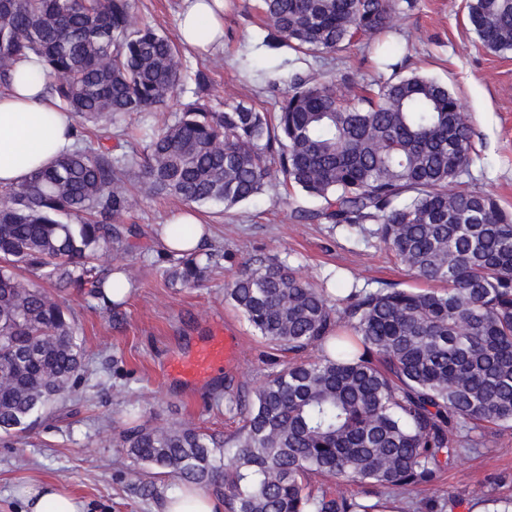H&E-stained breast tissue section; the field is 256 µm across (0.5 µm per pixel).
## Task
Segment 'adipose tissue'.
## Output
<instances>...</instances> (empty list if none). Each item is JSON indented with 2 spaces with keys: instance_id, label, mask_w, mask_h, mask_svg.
<instances>
[{
  "instance_id": "1",
  "label": "adipose tissue",
  "mask_w": 512,
  "mask_h": 512,
  "mask_svg": "<svg viewBox=\"0 0 512 512\" xmlns=\"http://www.w3.org/2000/svg\"><path fill=\"white\" fill-rule=\"evenodd\" d=\"M183 46L207 49L224 41V0H183L177 17ZM39 60L17 64L10 88L0 91V186L18 185L71 150L74 118L47 92ZM23 512H86L59 484L34 483L22 493Z\"/></svg>"
}]
</instances>
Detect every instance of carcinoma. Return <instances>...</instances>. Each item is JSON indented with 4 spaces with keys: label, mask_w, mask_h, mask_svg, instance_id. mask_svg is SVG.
Here are the masks:
<instances>
[{
    "label": "carcinoma",
    "mask_w": 512,
    "mask_h": 512,
    "mask_svg": "<svg viewBox=\"0 0 512 512\" xmlns=\"http://www.w3.org/2000/svg\"><path fill=\"white\" fill-rule=\"evenodd\" d=\"M415 0H261L265 66L275 89L296 53L330 54L387 32ZM136 0H0V86L34 55L50 94L73 113L76 143L30 180L0 188V434L27 429L66 399L83 364L76 323L56 296L18 273L105 298L125 288L91 260L119 252L124 178L188 205L273 199L278 185L316 202L300 218L380 242L424 288L389 285L334 297L288 263L259 256L225 289L256 334L314 359L284 366L236 400L229 438L190 426L136 425L119 446L141 467L221 499L228 512H373L367 498L410 490L512 428V214L492 195L453 189L472 163V118L448 86L392 71L347 98L290 77L278 110H216L201 96L181 117L140 129L144 152L115 156L112 125L158 110L189 76L179 45L135 21ZM470 26L512 51V0H468ZM213 254H170L166 276L196 287ZM354 482L363 497L314 492L310 478Z\"/></svg>",
    "instance_id": "cac0c4a2"
}]
</instances>
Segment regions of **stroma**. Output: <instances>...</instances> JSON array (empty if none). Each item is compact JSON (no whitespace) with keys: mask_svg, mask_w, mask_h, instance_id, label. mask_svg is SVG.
<instances>
[{"mask_svg":"<svg viewBox=\"0 0 512 512\" xmlns=\"http://www.w3.org/2000/svg\"><path fill=\"white\" fill-rule=\"evenodd\" d=\"M258 0H225L224 44L206 52L182 50L189 70L210 78L206 99L216 109L225 103L253 102L277 109L280 91L244 78L237 61L256 53L266 30ZM467 0H416L399 15L392 30L348 49L316 58L293 55L291 72L333 82L350 95L381 74L386 49L397 50L404 73H421L447 83L472 116L473 162L459 186L493 194L512 212V54L487 49L471 29ZM182 0H137L136 20L176 36ZM131 200L125 223L135 225L126 250L104 252L102 263L124 267L133 291L120 306L104 304L87 291L67 288L58 297L75 318L86 355L75 392L40 414L27 431L0 439V512H23L20 487L33 478L56 481L84 499L88 512H162L166 495L180 487L166 474L154 475L160 497L137 492L141 469L117 445L131 423L186 424L208 433L231 435L239 425L235 401L253 391L270 373L298 359L317 356L311 348L289 353L267 344L224 298V289L253 258L286 261L314 285L339 275L344 287L374 290L388 284L410 288L412 276L385 249L375 225L347 231L333 224L301 221L313 202L300 192L279 201L241 204L230 211L202 208L211 229L206 243L218 261L202 286L169 282L166 256L156 229L180 208L174 198L146 197L136 176L125 182ZM237 338L233 360L207 382L184 386L171 364L198 341L218 330ZM502 477L500 494L512 496V429L488 435L479 453L463 458L434 485L404 494L382 493L385 512H419L420 506L455 497L454 512H489L484 499L491 478Z\"/></svg>","mask_w":512,"mask_h":512,"instance_id":"35a3bbf8","label":"stroma"}]
</instances>
